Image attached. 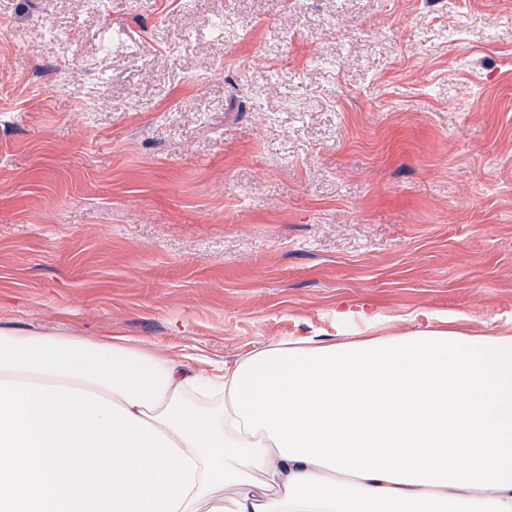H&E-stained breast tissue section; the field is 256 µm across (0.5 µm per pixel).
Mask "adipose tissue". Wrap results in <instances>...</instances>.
Masks as SVG:
<instances>
[{
	"label": "adipose tissue",
	"mask_w": 512,
	"mask_h": 512,
	"mask_svg": "<svg viewBox=\"0 0 512 512\" xmlns=\"http://www.w3.org/2000/svg\"><path fill=\"white\" fill-rule=\"evenodd\" d=\"M0 380L150 422L197 465L179 512H512V334L280 340L213 373L109 331L0 328Z\"/></svg>",
	"instance_id": "1"
}]
</instances>
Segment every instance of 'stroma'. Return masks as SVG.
Wrapping results in <instances>:
<instances>
[{
	"label": "stroma",
	"mask_w": 512,
	"mask_h": 512,
	"mask_svg": "<svg viewBox=\"0 0 512 512\" xmlns=\"http://www.w3.org/2000/svg\"><path fill=\"white\" fill-rule=\"evenodd\" d=\"M373 323L512 334V0H0L1 328Z\"/></svg>",
	"instance_id": "stroma-1"
}]
</instances>
